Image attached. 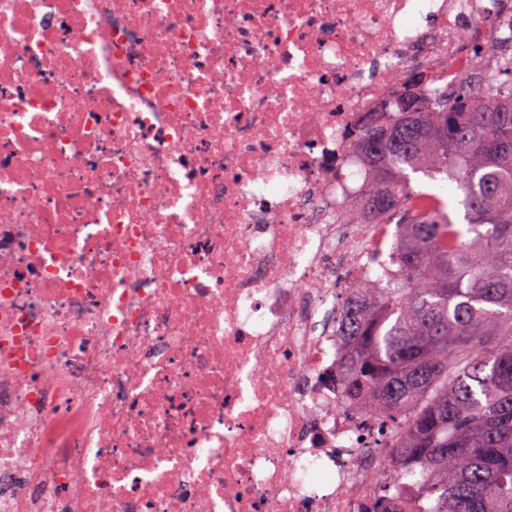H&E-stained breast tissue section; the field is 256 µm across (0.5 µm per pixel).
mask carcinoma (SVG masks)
I'll use <instances>...</instances> for the list:
<instances>
[{"label": "carcinoma", "mask_w": 512, "mask_h": 512, "mask_svg": "<svg viewBox=\"0 0 512 512\" xmlns=\"http://www.w3.org/2000/svg\"><path fill=\"white\" fill-rule=\"evenodd\" d=\"M494 98L472 86L376 112L353 134L370 190L364 221L396 225L405 274L357 286L340 320L337 376L359 411L403 422L386 449L418 481L421 512H512V55ZM454 184L417 190L411 174ZM396 483L374 512L396 508Z\"/></svg>", "instance_id": "1"}]
</instances>
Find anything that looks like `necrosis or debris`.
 <instances>
[{"label":"necrosis or debris","mask_w":512,"mask_h":512,"mask_svg":"<svg viewBox=\"0 0 512 512\" xmlns=\"http://www.w3.org/2000/svg\"><path fill=\"white\" fill-rule=\"evenodd\" d=\"M512 0H0V512H364L336 384L401 275L349 132L497 86Z\"/></svg>","instance_id":"4bbe7bcc"}]
</instances>
